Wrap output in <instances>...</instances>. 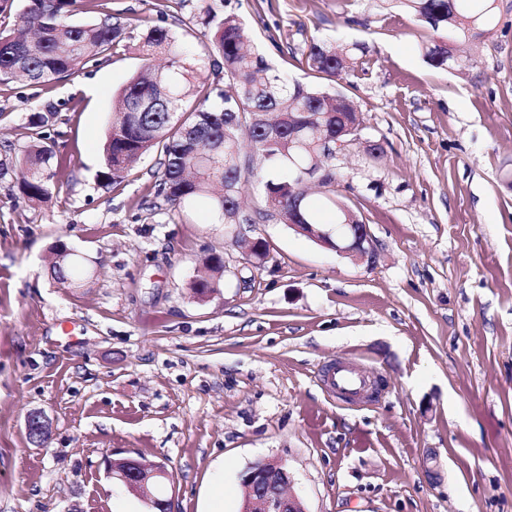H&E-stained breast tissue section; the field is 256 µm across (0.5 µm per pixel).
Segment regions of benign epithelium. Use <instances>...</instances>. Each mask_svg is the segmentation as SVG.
Returning a JSON list of instances; mask_svg holds the SVG:
<instances>
[{
  "mask_svg": "<svg viewBox=\"0 0 512 512\" xmlns=\"http://www.w3.org/2000/svg\"><path fill=\"white\" fill-rule=\"evenodd\" d=\"M294 231L306 235L321 245L345 255L374 262L376 252L364 224H347L337 231L327 224H292ZM28 433L44 441L50 435V422L42 411H33L27 417ZM108 473L138 495L148 512L171 510L168 493L170 474L165 464L149 467L136 458L122 457L108 464ZM246 497L242 512H306L301 498L292 490L293 477L286 465L277 460L259 462L243 475Z\"/></svg>",
  "mask_w": 512,
  "mask_h": 512,
  "instance_id": "1",
  "label": "benign epithelium"
}]
</instances>
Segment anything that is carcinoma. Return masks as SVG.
<instances>
[{"instance_id": "carcinoma-1", "label": "carcinoma", "mask_w": 512, "mask_h": 512, "mask_svg": "<svg viewBox=\"0 0 512 512\" xmlns=\"http://www.w3.org/2000/svg\"><path fill=\"white\" fill-rule=\"evenodd\" d=\"M209 43L196 53L168 29L153 26L142 33L137 50L139 72L120 90L104 145L100 181L112 188L126 181L138 157L153 152L144 199L163 198L173 206L207 196L224 224H263L278 218L285 224H324L325 215L309 199L297 172L310 164L327 171L320 186L333 224H354L336 201V168L323 159L325 144L336 142L345 125L359 119L348 96L336 100L335 88L312 86L288 78L259 51L248 48L249 33L239 17L224 11V0H201ZM447 40L420 44L423 57L437 68L465 71L473 60L455 44L482 34L496 18L497 0H399ZM112 0H29L10 32L0 34V82L21 77L32 86L48 87L98 63L129 38L122 10ZM79 13L95 16L78 23ZM358 45L336 47L313 41L305 53L312 74L336 81L354 63ZM59 104L47 101L25 116L35 135L23 162L20 185L24 199L38 205L58 186L61 164L53 163L46 129L57 121ZM258 191L252 205L240 197ZM224 257L209 254L192 282L204 297L220 287ZM54 279L63 286L78 283L79 263L71 253L52 261Z\"/></svg>"}]
</instances>
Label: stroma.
<instances>
[{
  "mask_svg": "<svg viewBox=\"0 0 512 512\" xmlns=\"http://www.w3.org/2000/svg\"><path fill=\"white\" fill-rule=\"evenodd\" d=\"M126 46L47 90L0 83V512H147L106 462L165 464L171 512H239L244 471L283 462L307 512H512V0L473 68L430 65L435 32L397 0H227L290 79L315 40L363 46L336 79L362 117L338 154L336 198L366 224L375 263L279 220L221 224L207 199L181 220L142 208L153 155L101 185L112 103L159 25L200 45L197 0H115ZM64 107L49 133L60 188L21 198L27 108ZM382 157L367 162L366 145ZM265 241L256 264L247 242ZM81 258L80 287L51 247ZM216 292L190 288L210 253ZM357 364L382 392L359 407L321 381ZM53 423L33 444L30 412ZM58 249L63 253H71L65 256L62 261L56 260L55 257L52 261V273L54 279L63 286H72L78 283L79 280V263L73 250L69 249L64 243L58 246Z\"/></svg>",
  "mask_w": 512,
  "mask_h": 512,
  "instance_id": "obj_1",
  "label": "stroma"
}]
</instances>
